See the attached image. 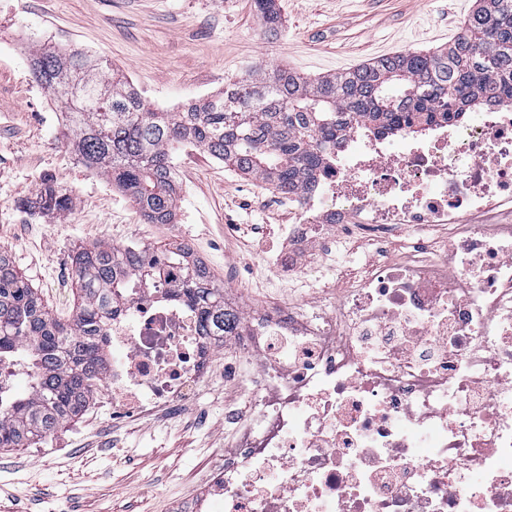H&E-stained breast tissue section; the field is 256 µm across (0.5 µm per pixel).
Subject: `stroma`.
Returning <instances> with one entry per match:
<instances>
[{"mask_svg":"<svg viewBox=\"0 0 512 512\" xmlns=\"http://www.w3.org/2000/svg\"><path fill=\"white\" fill-rule=\"evenodd\" d=\"M474 3L278 0L284 24L272 35L253 0H0V253L63 320L78 303L71 255L98 242H187L246 312L285 297L261 262L280 247L279 225L295 221L275 190L187 142L173 155L174 223H143L107 177L79 163L29 54L55 46L107 58L153 110L170 112L256 68L317 78L447 46ZM44 178L67 190L70 211L38 217L19 208ZM223 367L216 358L177 411L115 420L93 396L38 443L0 448V512H171L224 459V408L244 396Z\"/></svg>","mask_w":512,"mask_h":512,"instance_id":"obj_1","label":"stroma"}]
</instances>
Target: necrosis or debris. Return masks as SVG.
Segmentation results:
<instances>
[{
  "label": "necrosis or debris",
  "instance_id": "1",
  "mask_svg": "<svg viewBox=\"0 0 512 512\" xmlns=\"http://www.w3.org/2000/svg\"><path fill=\"white\" fill-rule=\"evenodd\" d=\"M278 277L370 265L334 306L283 304L229 322L247 392L232 449L173 512H512V107L401 140L345 134L316 193L295 198ZM491 209L501 224H474ZM420 238L387 257L394 228ZM100 392L113 418L172 409L208 379L215 337L190 303L135 286L112 316Z\"/></svg>",
  "mask_w": 512,
  "mask_h": 512
}]
</instances>
